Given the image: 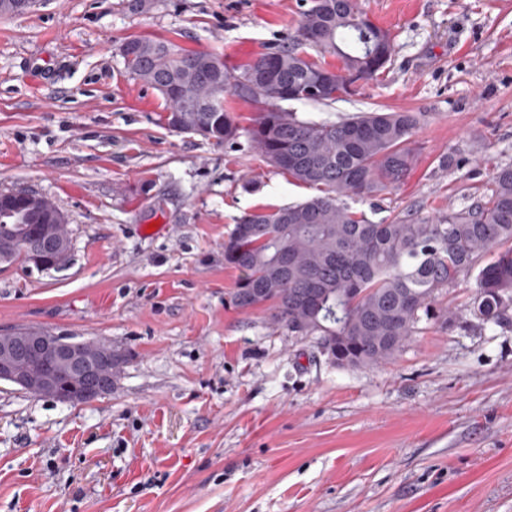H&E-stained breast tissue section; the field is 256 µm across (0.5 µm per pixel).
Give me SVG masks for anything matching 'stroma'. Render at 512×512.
<instances>
[{
  "mask_svg": "<svg viewBox=\"0 0 512 512\" xmlns=\"http://www.w3.org/2000/svg\"><path fill=\"white\" fill-rule=\"evenodd\" d=\"M357 3L393 39L385 70L332 104L283 109L423 114L416 166L356 205L371 221L487 196L512 165V0ZM304 5L34 0L0 17V190L51 197L73 239L65 270L0 264V333L44 327L129 354L112 393L84 405L0 384V512H512V324L474 319V278L365 371L266 309L229 308L238 219L315 191L246 145L170 130L164 99L126 70L136 35L220 53L242 75Z\"/></svg>",
  "mask_w": 512,
  "mask_h": 512,
  "instance_id": "stroma-1",
  "label": "stroma"
}]
</instances>
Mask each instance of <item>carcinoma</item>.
I'll use <instances>...</instances> for the list:
<instances>
[{
    "label": "carcinoma",
    "instance_id": "carcinoma-1",
    "mask_svg": "<svg viewBox=\"0 0 512 512\" xmlns=\"http://www.w3.org/2000/svg\"><path fill=\"white\" fill-rule=\"evenodd\" d=\"M288 44L244 71V88L214 52H187L171 40L127 39L126 69L168 105L167 126L201 131L217 145L245 140L257 161L320 194L244 214L224 239V267L239 273L230 304L266 307L273 321L315 336L341 364L368 370L396 357L422 319L441 317L440 291L477 272L473 315L512 321V166L494 176L491 194L439 216L373 222L345 199H369L398 185L416 164L414 112H368L338 121H308L266 108L240 126L224 109L238 91L257 103L332 102L350 94L349 75L366 83L390 62V33L357 0H306ZM335 55L332 68L307 54ZM66 223L57 204L34 190L0 194V234L42 236ZM493 258L478 266L490 251Z\"/></svg>",
    "mask_w": 512,
    "mask_h": 512
}]
</instances>
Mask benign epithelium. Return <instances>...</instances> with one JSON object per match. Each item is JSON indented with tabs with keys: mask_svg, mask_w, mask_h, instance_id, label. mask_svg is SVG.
<instances>
[{
	"mask_svg": "<svg viewBox=\"0 0 512 512\" xmlns=\"http://www.w3.org/2000/svg\"><path fill=\"white\" fill-rule=\"evenodd\" d=\"M18 248L25 249L39 269L63 270L71 261L70 238L47 244L0 240V262ZM127 356L116 345L95 340L72 341L41 327L0 333V382L38 398L69 405L90 403L112 392Z\"/></svg>",
	"mask_w": 512,
	"mask_h": 512,
	"instance_id": "7a95c632",
	"label": "benign epithelium"
}]
</instances>
